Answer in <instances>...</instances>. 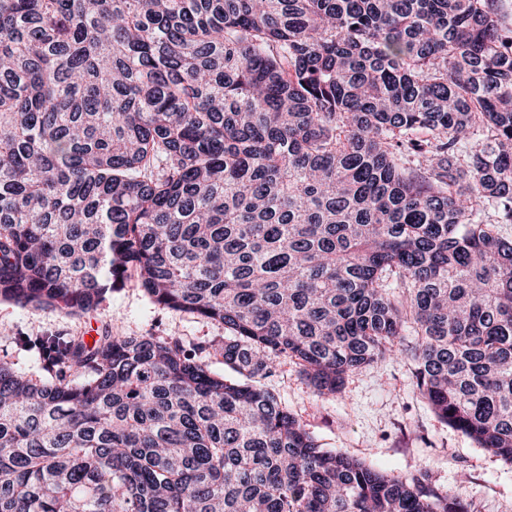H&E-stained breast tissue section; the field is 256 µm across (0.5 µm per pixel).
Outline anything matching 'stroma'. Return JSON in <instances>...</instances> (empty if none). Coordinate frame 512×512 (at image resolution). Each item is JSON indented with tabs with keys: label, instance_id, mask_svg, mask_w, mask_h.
<instances>
[{
	"label": "stroma",
	"instance_id": "1",
	"mask_svg": "<svg viewBox=\"0 0 512 512\" xmlns=\"http://www.w3.org/2000/svg\"><path fill=\"white\" fill-rule=\"evenodd\" d=\"M175 336L192 343L220 337L222 324L155 305L135 279L93 311L73 316L45 306L0 300V361L33 372L24 339L46 334ZM324 447L398 476L431 472L475 512H512V465L439 420L421 398L410 362L382 361L353 375L336 396L313 393L295 365L281 362L267 382Z\"/></svg>",
	"mask_w": 512,
	"mask_h": 512
}]
</instances>
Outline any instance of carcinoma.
<instances>
[{
    "mask_svg": "<svg viewBox=\"0 0 512 512\" xmlns=\"http://www.w3.org/2000/svg\"><path fill=\"white\" fill-rule=\"evenodd\" d=\"M505 224L504 0H0V299L81 315L132 275L224 325L0 361V512H472L264 380L405 359L512 464Z\"/></svg>",
    "mask_w": 512,
    "mask_h": 512,
    "instance_id": "cac0c4a2",
    "label": "carcinoma"
}]
</instances>
